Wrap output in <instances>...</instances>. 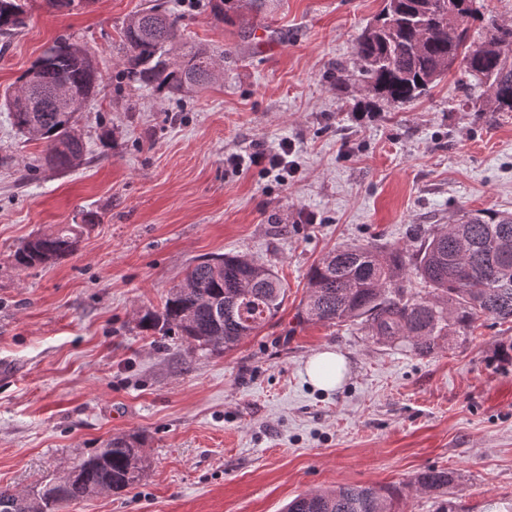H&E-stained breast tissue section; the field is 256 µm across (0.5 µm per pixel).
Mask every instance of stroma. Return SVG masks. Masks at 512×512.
I'll return each instance as SVG.
<instances>
[{"label": "stroma", "instance_id": "1", "mask_svg": "<svg viewBox=\"0 0 512 512\" xmlns=\"http://www.w3.org/2000/svg\"><path fill=\"white\" fill-rule=\"evenodd\" d=\"M188 45L219 56L207 89L167 96L120 79L124 21L151 0L70 12L29 0L0 35V91L54 39L76 36L104 83L78 113L86 152L43 165L44 145L0 111V486L67 475L112 436L138 433L141 481L67 512H283L343 484L402 490L427 469L447 494L397 512H512V322L478 321L419 357L358 323H301L307 273L329 249H414L479 211L512 213V112H479L451 69L429 95L359 117L356 42L385 0H263L227 25L208 0H170ZM350 76L344 88L337 68ZM292 150L287 181L233 159ZM79 224L77 251L21 271L31 237ZM243 254L287 294L278 315L221 356L146 332L195 260ZM344 355L339 388L308 360Z\"/></svg>", "mask_w": 512, "mask_h": 512}]
</instances>
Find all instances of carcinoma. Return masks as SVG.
<instances>
[{
    "mask_svg": "<svg viewBox=\"0 0 512 512\" xmlns=\"http://www.w3.org/2000/svg\"><path fill=\"white\" fill-rule=\"evenodd\" d=\"M243 0H210L213 17L234 23ZM477 0H387L383 13L359 37L364 104L411 102L434 88L459 64L461 79L481 88L479 112H512V25L487 21L485 36L470 41L469 22L481 18ZM23 0H0V35L24 25ZM125 67L119 76L158 93L205 88L215 62L203 48H184L178 19L162 0L130 17L121 29ZM103 76L85 45L61 37L48 45L0 95V108L29 140L46 145L53 166L66 169L82 160L85 146L75 116L99 89ZM59 84L74 94L72 109L43 112L33 97ZM80 234L65 224L29 239L13 254L20 270L57 263L71 256ZM428 284L414 292L405 284L407 268ZM285 288L274 272L245 255L203 259L188 267L183 283L171 288L160 313L147 311L140 326L173 332L190 349L222 355L274 319ZM482 317L512 321V214L476 212L457 224L432 231L409 255L384 254L371 244L328 251L307 276V295L298 318L312 323L357 322L378 344H402L427 356L469 335ZM143 439L133 434L109 438L75 468L77 476L50 482L36 491L34 512H61L68 504L103 491L137 484L146 468ZM453 473L429 469L409 484L419 494L445 492ZM393 491L377 485H344L310 492L288 503L286 512H395Z\"/></svg>",
    "mask_w": 512,
    "mask_h": 512,
    "instance_id": "cac0c4a2",
    "label": "carcinoma"
}]
</instances>
